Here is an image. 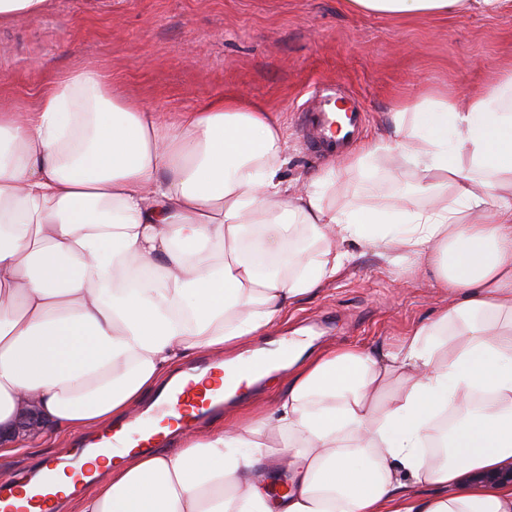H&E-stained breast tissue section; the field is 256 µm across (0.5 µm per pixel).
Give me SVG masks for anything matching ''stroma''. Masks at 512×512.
<instances>
[{
  "mask_svg": "<svg viewBox=\"0 0 512 512\" xmlns=\"http://www.w3.org/2000/svg\"><path fill=\"white\" fill-rule=\"evenodd\" d=\"M81 66L167 117L222 95L277 113L288 144L283 177L300 190L325 165L302 135L312 93L359 102L366 121L353 150L390 141L400 105L432 90L462 105L512 68V11L388 17L347 0H50L39 20L0 24V105L30 109L40 85ZM418 180L412 166L381 154L368 171L340 172L326 195L340 208H375L397 192L418 203ZM448 301L430 274L367 252L295 304L276 333L308 327L317 348L380 351Z\"/></svg>",
  "mask_w": 512,
  "mask_h": 512,
  "instance_id": "35a3bbf8",
  "label": "stroma"
}]
</instances>
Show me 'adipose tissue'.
<instances>
[{"mask_svg": "<svg viewBox=\"0 0 512 512\" xmlns=\"http://www.w3.org/2000/svg\"><path fill=\"white\" fill-rule=\"evenodd\" d=\"M391 17L512 0H350ZM424 203L336 209L284 184L279 120L215 97L170 121L76 69L0 111V459L136 412L174 367L279 323L356 259L423 263L452 295L392 348L309 358L267 415L171 452L124 442L74 512H512L461 471L512 458V69L466 109L390 115ZM304 233L309 249L295 250ZM45 427L28 435L20 414ZM291 474L283 489L270 474Z\"/></svg>", "mask_w": 512, "mask_h": 512, "instance_id": "ef3b65f1", "label": "adipose tissue"}]
</instances>
